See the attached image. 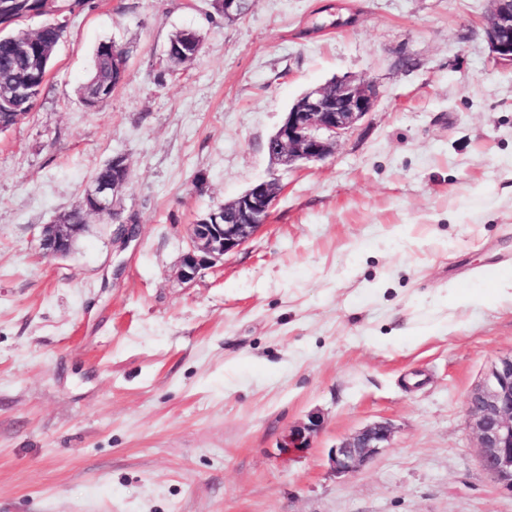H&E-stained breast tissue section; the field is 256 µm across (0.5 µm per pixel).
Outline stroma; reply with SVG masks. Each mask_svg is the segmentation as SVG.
<instances>
[{
    "label": "stroma",
    "mask_w": 512,
    "mask_h": 512,
    "mask_svg": "<svg viewBox=\"0 0 512 512\" xmlns=\"http://www.w3.org/2000/svg\"><path fill=\"white\" fill-rule=\"evenodd\" d=\"M335 2L227 20L213 0H90L71 19L0 133V512H512L466 425L512 352V68L489 57L487 0H344L354 25L310 32ZM186 28L202 51L173 74ZM105 40L128 74L90 110ZM343 76L374 83L373 111L325 160L272 162L287 108ZM118 154L119 217L47 256L43 226ZM268 179V223L179 280L189 224ZM375 422L387 447L337 474L332 448ZM197 55L202 48V38L194 30H180L175 32L169 39L168 47L170 57L168 60L170 68L178 70L182 65L194 60V49L197 48Z\"/></svg>",
    "instance_id": "stroma-1"
}]
</instances>
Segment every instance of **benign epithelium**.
Masks as SVG:
<instances>
[{"mask_svg":"<svg viewBox=\"0 0 512 512\" xmlns=\"http://www.w3.org/2000/svg\"><path fill=\"white\" fill-rule=\"evenodd\" d=\"M24 0H0V37L17 26L35 21L45 11L29 9ZM490 20L486 40L492 61L512 68V0H488ZM377 100L375 85L350 76L337 78L327 86L304 93L285 113L283 121L266 145L269 157L283 166L297 162L322 161L331 155L336 140L348 133L372 112ZM118 175L112 180H92L83 193L88 211L114 214L121 193L128 184V167L122 155L112 157ZM280 192L278 182L253 184L235 199L224 203V223L218 215L188 226V248L181 257L179 276L189 281L207 265L234 251L267 223ZM82 225L49 224L40 241L50 257L70 253L72 238ZM468 427L480 448V463L503 488L512 492V352L499 356L467 400ZM319 427L309 424L292 432L288 447L302 448L307 434ZM386 422L370 424L332 449L336 472L353 474L367 465L391 439Z\"/></svg>","mask_w":512,"mask_h":512,"instance_id":"obj_1","label":"benign epithelium"}]
</instances>
